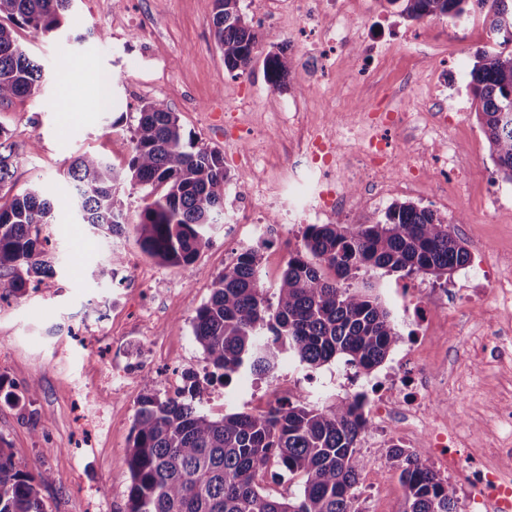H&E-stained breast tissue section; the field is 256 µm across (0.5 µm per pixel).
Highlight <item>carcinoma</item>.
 Instances as JSON below:
<instances>
[{
  "label": "carcinoma",
  "instance_id": "cac0c4a2",
  "mask_svg": "<svg viewBox=\"0 0 512 512\" xmlns=\"http://www.w3.org/2000/svg\"><path fill=\"white\" fill-rule=\"evenodd\" d=\"M71 0H0V105L39 93L41 66L17 38L25 28L44 38L68 22ZM240 0H214V37L224 67L252 66L259 39ZM410 20L459 17L471 0H387ZM489 6L495 48L477 55L471 90L503 179L512 182V0ZM267 83L277 88L288 71L283 52L263 60ZM127 167L85 152L67 170L82 223L120 235L132 223L141 250L161 264L194 270L209 231L224 219V155L185 133L161 100L143 104L131 138ZM13 152L0 128V189L12 184ZM143 206L131 220L132 191ZM54 205L36 189L0 204V299L21 295L26 284L55 274L41 248ZM464 242L432 211L395 203L384 219L367 224H310L304 249L292 255L267 296L259 251L245 250L215 276L211 295L192 321L195 342L211 374L268 377L290 356L305 369L344 360L369 374L401 339L377 292L373 272L448 277L469 260ZM207 389L195 379L174 397L150 385L139 401L126 451L130 475L127 512H358L357 485L364 460L357 450L367 429L365 395L312 405L297 397L264 413L238 411L211 418ZM399 470L404 512H458L456 491L422 461L417 448L387 450ZM276 463L302 477L298 494L275 497L255 482ZM54 477L21 468L0 438V512H47L42 488Z\"/></svg>",
  "mask_w": 512,
  "mask_h": 512
}]
</instances>
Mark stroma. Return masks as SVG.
I'll list each match as a JSON object with an SVG mask.
<instances>
[{
	"mask_svg": "<svg viewBox=\"0 0 512 512\" xmlns=\"http://www.w3.org/2000/svg\"><path fill=\"white\" fill-rule=\"evenodd\" d=\"M213 0H74L68 25L46 39L21 31L20 40L41 65L36 97L0 105V128L7 131L14 160L15 190L39 188L54 203L47 230L56 274L23 295L0 300V438L15 461L54 477L43 489L47 512H126L130 477L125 462L132 425L146 383L175 395L193 375L207 385L209 414L259 412L305 395L323 404L371 393L375 375H357L343 363L314 370L286 359L273 379L222 383L192 336V320L208 300L212 279L250 248L262 255L261 279L271 289L289 256L302 249L305 227L292 224L287 235L256 237L250 225L235 223L246 197L238 184L262 181L252 217L266 222L291 210L290 164L301 163L300 141L314 128L341 134L346 143L366 135L358 114L388 98L393 112L409 121L379 130L388 149L419 171L408 190L376 181L355 183L351 192L364 205V219L383 218V209L411 202L448 222L454 238L466 242L470 259L451 275L458 287L429 319L415 316L404 292L442 289L424 275L377 271L373 280L400 333L414 347L422 368L418 385L424 407L398 395L379 423L369 424L358 449L365 466L359 476L362 512H403L404 489L386 458L392 444L427 448L434 431L447 433L466 462L500 473L512 483V460L499 453L512 437V182L497 172L489 142L476 117L472 94L454 121L438 126L440 109L453 105L434 86L452 83L454 72L470 73L485 28V11L471 0L465 26L447 18L412 21L386 0H348L350 17L362 20L366 38L351 55L317 45L312 28L280 5L270 31L261 33L258 53L284 51L290 74L271 88L259 61L241 74L224 68L212 28ZM160 99L176 112L185 131L228 155L252 148L251 127L266 128L264 161L253 172L228 167L232 188L224 198L226 223L215 225L209 244L188 272L143 254L134 227L104 236L76 223L74 189L65 172L72 159L89 150L125 166L142 104ZM456 151V175L448 153ZM507 196L500 207L485 202L488 184ZM123 254L110 284L93 272L112 253ZM99 321V335L86 339L87 325ZM73 346V362L56 358L60 345ZM173 357L158 361L104 391L103 372L144 358L151 348ZM39 391L22 395L29 383ZM107 407L105 425L88 416L86 401Z\"/></svg>",
	"mask_w": 512,
	"mask_h": 512,
	"instance_id": "obj_1",
	"label": "stroma"
}]
</instances>
